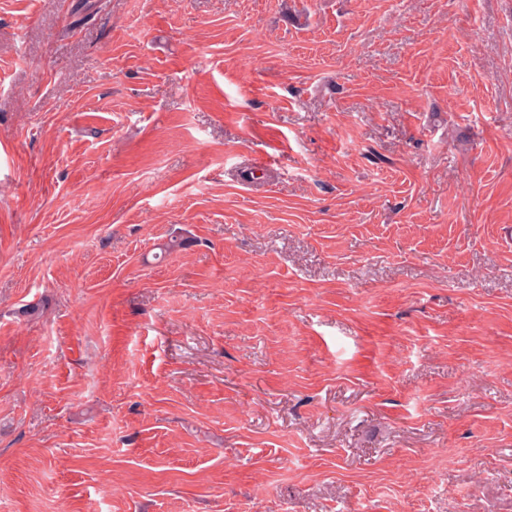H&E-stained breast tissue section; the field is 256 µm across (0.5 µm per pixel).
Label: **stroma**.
Wrapping results in <instances>:
<instances>
[{"label": "stroma", "mask_w": 512, "mask_h": 512, "mask_svg": "<svg viewBox=\"0 0 512 512\" xmlns=\"http://www.w3.org/2000/svg\"><path fill=\"white\" fill-rule=\"evenodd\" d=\"M79 2L0 0V512H512V0Z\"/></svg>", "instance_id": "35a3bbf8"}]
</instances>
